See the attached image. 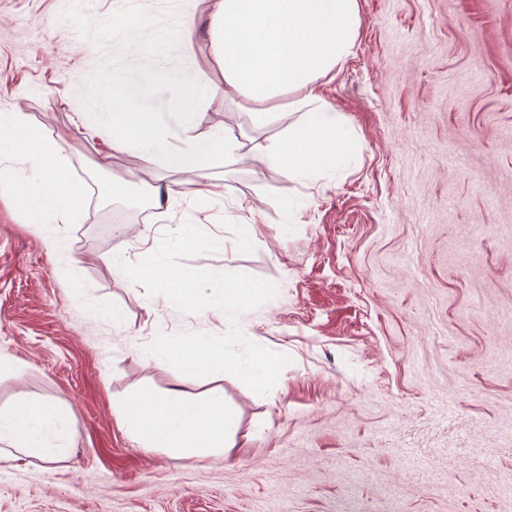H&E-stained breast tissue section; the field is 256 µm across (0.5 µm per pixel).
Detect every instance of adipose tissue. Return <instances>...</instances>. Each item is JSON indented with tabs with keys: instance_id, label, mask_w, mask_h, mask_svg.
Wrapping results in <instances>:
<instances>
[{
	"instance_id": "adipose-tissue-1",
	"label": "adipose tissue",
	"mask_w": 512,
	"mask_h": 512,
	"mask_svg": "<svg viewBox=\"0 0 512 512\" xmlns=\"http://www.w3.org/2000/svg\"><path fill=\"white\" fill-rule=\"evenodd\" d=\"M179 2L183 23L178 30L157 22L146 8L114 10L112 32L123 38L132 61L119 72L101 61L99 78L82 90L83 107L94 116L97 134L113 148L149 153L196 173L192 193L197 201H209L214 185L200 171L226 152L235 136L226 128L197 135L206 112L204 93L159 65L173 42L189 50L201 34L222 77L221 83H209V90L251 103L259 119L273 106L309 112L306 122L264 148L261 163L300 177L346 162V135L337 113L326 106L320 80L341 68L353 52L358 0H207L201 16L191 0ZM171 115L180 119L176 151L169 142ZM27 128L22 113H0V194L22 199L36 217L70 223L84 204L86 189L66 163L68 143L61 136L38 137L31 171L23 173L11 162L16 139L1 132ZM115 407L122 426L140 443L176 457L218 455L236 445V415L215 390L205 399L179 392H132ZM63 438L64 421L52 403L22 401L0 410L2 446L41 455Z\"/></svg>"
}]
</instances>
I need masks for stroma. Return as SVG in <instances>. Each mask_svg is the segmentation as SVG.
Returning <instances> with one entry per match:
<instances>
[{
    "mask_svg": "<svg viewBox=\"0 0 512 512\" xmlns=\"http://www.w3.org/2000/svg\"><path fill=\"white\" fill-rule=\"evenodd\" d=\"M358 6L355 52L321 80L346 165L296 179L266 167L260 153L303 112L258 123L210 95L199 133L229 127L237 146L205 167L220 194L202 205L190 174L110 151L79 118L100 59L129 63L104 34L113 0H0V113L66 135L87 188L56 227L62 257L0 195V408L52 402L70 446L51 464L0 456V512H512V439L498 435L512 425V0ZM115 174L129 186L101 202ZM187 220L220 247L186 266L277 285L238 323L291 358L263 396L221 381L237 445L195 459L143 447L113 407L137 390H210L147 348L224 334L221 314L167 306L113 264Z\"/></svg>",
    "mask_w": 512,
    "mask_h": 512,
    "instance_id": "obj_1",
    "label": "stroma"
}]
</instances>
